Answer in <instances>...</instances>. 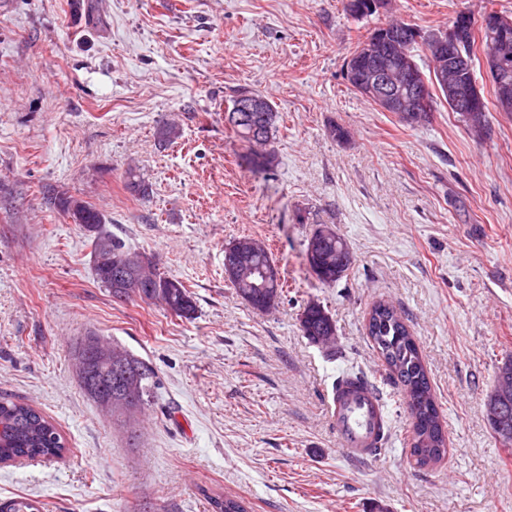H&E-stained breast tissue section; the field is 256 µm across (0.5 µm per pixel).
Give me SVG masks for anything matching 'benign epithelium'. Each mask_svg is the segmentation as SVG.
<instances>
[{
  "instance_id": "1",
  "label": "benign epithelium",
  "mask_w": 512,
  "mask_h": 512,
  "mask_svg": "<svg viewBox=\"0 0 512 512\" xmlns=\"http://www.w3.org/2000/svg\"><path fill=\"white\" fill-rule=\"evenodd\" d=\"M351 12L379 11L388 5V0H357L348 2ZM471 24L467 12L458 13V21L427 39L429 51L438 57L440 85L447 92L448 101L464 112L476 111L480 100L475 83H467L459 78L460 62L465 60L462 44ZM395 45V36L381 32L376 45H371L348 59L346 75L357 83V89L367 99L376 103L383 111L393 108L399 113L418 112L425 105V95L416 87L415 69L408 59L394 52L386 53L383 46ZM262 111L261 98L249 96L240 104L237 112L228 116L232 123L247 122L251 113Z\"/></svg>"
}]
</instances>
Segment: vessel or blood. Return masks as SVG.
I'll use <instances>...</instances> for the list:
<instances>
[{"label":"vessel or blood","mask_w":512,"mask_h":512,"mask_svg":"<svg viewBox=\"0 0 512 512\" xmlns=\"http://www.w3.org/2000/svg\"><path fill=\"white\" fill-rule=\"evenodd\" d=\"M326 403L336 438L349 456H370L385 443L382 423L387 412L379 393L369 383L341 385Z\"/></svg>","instance_id":"vessel-or-blood-1"}]
</instances>
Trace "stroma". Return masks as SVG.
Returning <instances> with one entry per match:
<instances>
[{"label":"stroma","instance_id":"35a3bbf8","mask_svg":"<svg viewBox=\"0 0 512 512\" xmlns=\"http://www.w3.org/2000/svg\"><path fill=\"white\" fill-rule=\"evenodd\" d=\"M0 0V396L32 404L66 440L60 459L0 465V501L40 512H512V456L484 413L512 355V114L497 110L476 45L490 135L476 141L436 98L410 127L352 90L350 53L399 19L434 32L461 11L512 16V0H391L358 20L346 0ZM278 112L269 170L252 168L225 118L238 88ZM175 124L177 138L157 132ZM350 133L340 144L326 128ZM136 164L147 195L131 193ZM81 198L126 248L183 282L193 318L120 302L94 276L80 227L51 190ZM333 226L354 255L321 284L305 262ZM262 241L283 293L265 312L236 296L224 248ZM320 302L336 344L303 336ZM416 337L448 432L420 468L401 391L365 331L377 301ZM150 361L156 396L139 438L81 388L87 332ZM382 396L389 442L344 455L325 397L346 370Z\"/></svg>","mask_w":512,"mask_h":512}]
</instances>
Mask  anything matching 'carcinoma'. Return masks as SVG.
<instances>
[{
  "mask_svg": "<svg viewBox=\"0 0 512 512\" xmlns=\"http://www.w3.org/2000/svg\"><path fill=\"white\" fill-rule=\"evenodd\" d=\"M387 27L402 32L400 47L411 59L420 48L414 40L417 25L390 21ZM265 110L255 113V126L231 125L236 136L250 147H261L253 162L263 168L275 163V154L265 149L276 131L278 112L270 101ZM125 186L137 195H145L146 186L138 172L130 168L125 173ZM53 204L69 215L73 222L88 227L92 242L94 272L97 282L112 298L127 301L136 296L143 301L158 300L171 313L191 318L196 306L185 286L175 278L158 273L157 263L143 266L137 255L112 236L103 215L92 205L65 192L53 197ZM347 245L344 238L329 225L317 227L308 239L314 247L315 260L307 261L311 272L324 284H335L347 276L353 261L346 257L342 267H336V248ZM250 263L270 269L267 288H254L247 279L230 281L236 295L253 309L264 312L277 304L283 284L268 251L258 246ZM303 336L315 345H326L336 335V325L329 312L319 303H308L300 317ZM366 336L388 370L389 379L407 398L412 420L410 456L419 467H431L448 456V436L444 428L434 389L416 337L396 308L384 301L371 307L365 324ZM77 377L82 388L94 400L112 398V413L132 420L151 405L155 372L144 358L125 347L107 344L94 332L81 337L74 350ZM487 421L506 448L512 447V359L497 366L495 384L484 402ZM67 451L65 440L56 424L33 406L0 397V463L19 458H60ZM212 512H247L242 500L235 497H211Z\"/></svg>",
  "mask_w": 512,
  "mask_h": 512,
  "instance_id": "cac0c4a2",
  "label": "carcinoma"
}]
</instances>
